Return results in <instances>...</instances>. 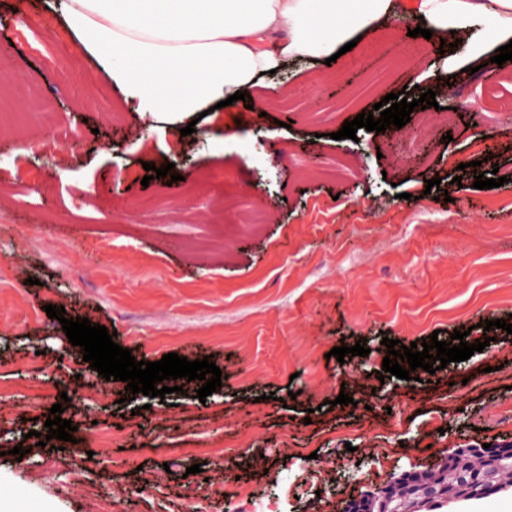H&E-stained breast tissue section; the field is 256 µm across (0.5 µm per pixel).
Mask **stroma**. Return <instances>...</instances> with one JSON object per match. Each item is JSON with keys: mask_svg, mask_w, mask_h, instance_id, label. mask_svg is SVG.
Segmentation results:
<instances>
[{"mask_svg": "<svg viewBox=\"0 0 512 512\" xmlns=\"http://www.w3.org/2000/svg\"><path fill=\"white\" fill-rule=\"evenodd\" d=\"M359 37L336 62L288 61L184 136L119 109L53 0H0V110L19 115L0 133V487L12 512H87L94 497L115 512H187L198 463L225 494L271 498L281 476L288 512H341L390 474L437 468L450 447L512 439V334L482 328L512 315V114L490 105L512 99V61L481 69L472 29L443 53L394 27ZM449 57L462 68L441 75L436 106L334 139L387 94L416 99L417 77ZM419 124L430 141H411ZM45 132L58 154L42 153ZM168 162L180 181L143 184L145 164ZM494 171L503 186L474 188ZM431 178L449 201L426 194ZM254 210L271 222L240 229ZM49 304L105 326L139 361L211 357L222 386L203 402L192 386L131 394L90 369ZM457 330L493 341L431 383L377 379L382 338ZM361 339L368 356L331 358ZM342 392L369 410L350 414ZM59 402L85 432L72 456L28 437ZM144 473L154 485L138 486Z\"/></svg>", "mask_w": 512, "mask_h": 512, "instance_id": "1", "label": "stroma"}]
</instances>
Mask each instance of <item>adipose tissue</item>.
I'll use <instances>...</instances> for the list:
<instances>
[{
  "instance_id": "1",
  "label": "adipose tissue",
  "mask_w": 512,
  "mask_h": 512,
  "mask_svg": "<svg viewBox=\"0 0 512 512\" xmlns=\"http://www.w3.org/2000/svg\"><path fill=\"white\" fill-rule=\"evenodd\" d=\"M56 10L124 108L170 125L192 122L294 57L319 58L387 23L393 0H57ZM431 44L491 27L512 40V0H417Z\"/></svg>"
}]
</instances>
